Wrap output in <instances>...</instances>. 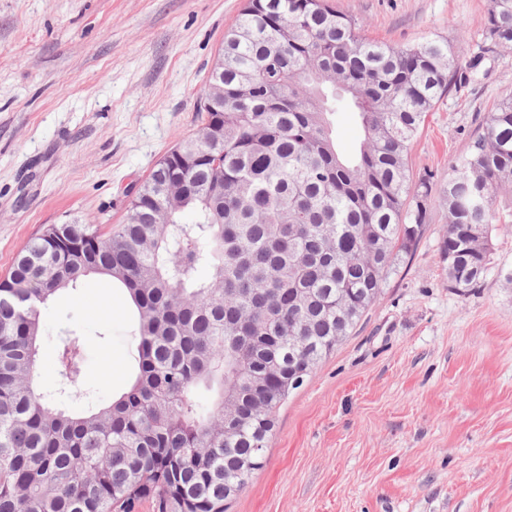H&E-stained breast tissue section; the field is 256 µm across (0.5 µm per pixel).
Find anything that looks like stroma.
Masks as SVG:
<instances>
[{
    "label": "stroma",
    "instance_id": "35a3bbf8",
    "mask_svg": "<svg viewBox=\"0 0 512 512\" xmlns=\"http://www.w3.org/2000/svg\"><path fill=\"white\" fill-rule=\"evenodd\" d=\"M246 0H0V277L43 225L124 223L127 190L202 125L211 67ZM395 45L483 40L488 0H335ZM512 92V50L429 112L414 174L446 175ZM430 221L357 326L276 412L263 464L227 512H512V229L494 274L451 288ZM38 382L59 408L112 400L134 373L137 319L111 280L86 277L40 310ZM84 336L78 393L56 356Z\"/></svg>",
    "mask_w": 512,
    "mask_h": 512
}]
</instances>
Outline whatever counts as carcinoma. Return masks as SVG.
<instances>
[{
	"label": "carcinoma",
	"instance_id": "obj_1",
	"mask_svg": "<svg viewBox=\"0 0 512 512\" xmlns=\"http://www.w3.org/2000/svg\"><path fill=\"white\" fill-rule=\"evenodd\" d=\"M512 49V0H489L484 45L365 37L329 0H246L224 35V112L172 149L126 222L50 224L0 280V512H224L243 463L260 466L288 376L320 362L376 301L428 222L437 175L414 176L428 112L469 81L486 50ZM363 131L342 153L336 98ZM442 188L450 287L490 271L492 232L512 214V95ZM221 153L196 160L204 137ZM182 155L184 184H154ZM105 275L137 315L127 390L85 412L52 406L37 381L39 307ZM292 340L284 342L282 337ZM83 340L57 354L76 391ZM232 430L224 440V428Z\"/></svg>",
	"mask_w": 512,
	"mask_h": 512
}]
</instances>
